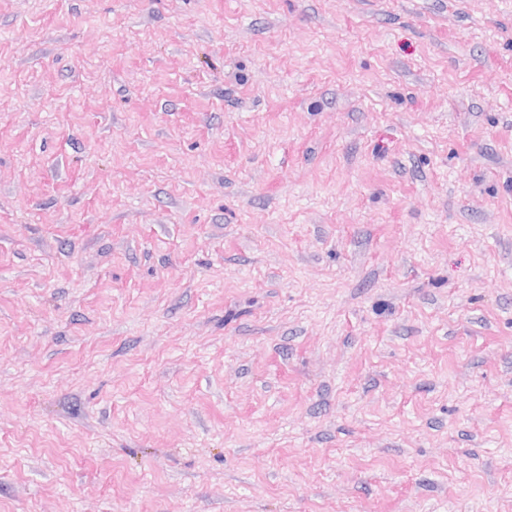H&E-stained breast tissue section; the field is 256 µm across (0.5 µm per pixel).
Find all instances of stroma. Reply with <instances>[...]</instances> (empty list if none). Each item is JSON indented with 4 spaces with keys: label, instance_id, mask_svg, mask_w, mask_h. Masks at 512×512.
I'll list each match as a JSON object with an SVG mask.
<instances>
[{
    "label": "stroma",
    "instance_id": "35a3bbf8",
    "mask_svg": "<svg viewBox=\"0 0 512 512\" xmlns=\"http://www.w3.org/2000/svg\"><path fill=\"white\" fill-rule=\"evenodd\" d=\"M0 512H512V0H0Z\"/></svg>",
    "mask_w": 512,
    "mask_h": 512
}]
</instances>
